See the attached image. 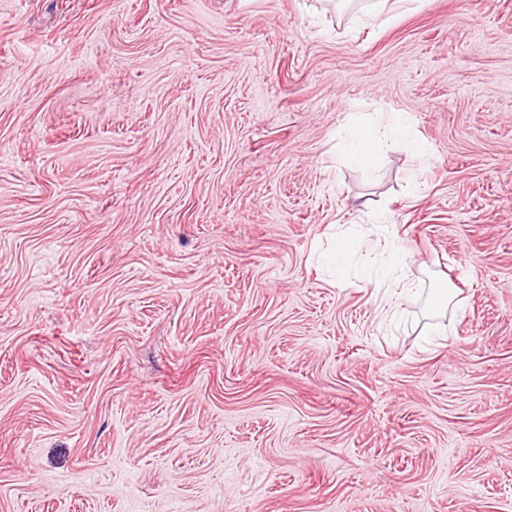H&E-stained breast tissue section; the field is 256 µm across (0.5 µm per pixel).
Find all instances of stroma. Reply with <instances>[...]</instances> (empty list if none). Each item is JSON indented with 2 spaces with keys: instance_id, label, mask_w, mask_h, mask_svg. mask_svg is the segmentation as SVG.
<instances>
[{
  "instance_id": "obj_1",
  "label": "stroma",
  "mask_w": 512,
  "mask_h": 512,
  "mask_svg": "<svg viewBox=\"0 0 512 512\" xmlns=\"http://www.w3.org/2000/svg\"><path fill=\"white\" fill-rule=\"evenodd\" d=\"M373 2L0 0V512H512V0ZM382 118L378 122L366 121L363 124L366 131L353 138L350 155L355 161L376 167L381 148L402 132L403 118L400 113L388 112Z\"/></svg>"
}]
</instances>
